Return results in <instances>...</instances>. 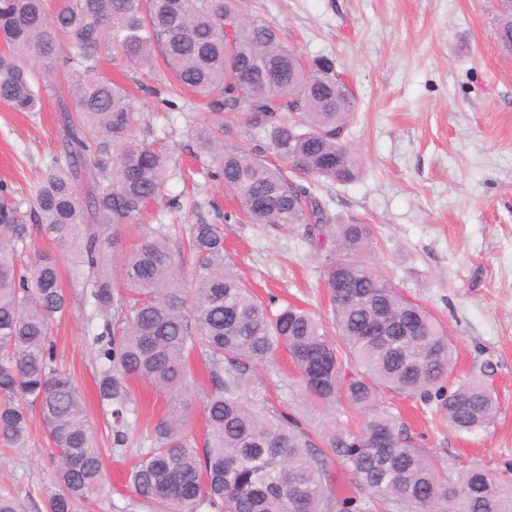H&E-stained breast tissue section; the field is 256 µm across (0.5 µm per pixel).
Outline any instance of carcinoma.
<instances>
[{"label": "carcinoma", "instance_id": "obj_1", "mask_svg": "<svg viewBox=\"0 0 512 512\" xmlns=\"http://www.w3.org/2000/svg\"><path fill=\"white\" fill-rule=\"evenodd\" d=\"M494 36L503 51L512 47V6L503 5ZM0 44V104L15 112L40 111L37 74H54L61 56L75 71L70 104H61V145L33 187L30 209L21 210L0 183V440L25 447L38 414L52 444L48 512H79L104 493L107 478L81 390L59 366L52 339L69 311L59 266L50 257L24 260L30 223L75 249L112 444L128 445L140 429L131 383L168 397L146 432L151 446L128 476L154 512H353L356 498L336 493L331 459L368 491L377 512H512L511 485L478 466L448 477L377 401L381 387L434 397L448 425L466 434L487 430L497 413L481 380L445 390L456 347L443 325L357 259L369 246V225L333 223L307 185L311 178L348 183L363 171L358 151L338 138L356 102L332 60L303 61L249 14L246 0H0ZM108 47L135 66L161 58L174 86L203 102L195 136L214 167L209 176L234 195L239 215L335 238L324 284L336 337L299 306L272 311L230 270L217 224L184 229L198 266L191 305L178 277L184 252L161 227L138 234L115 279L105 244H117L181 171L164 144L139 139L149 120L99 70ZM243 107L266 133L268 150L224 141L223 114ZM280 347L307 397L364 414V427L334 424L316 437L298 418L248 402L255 372ZM195 352L213 386L201 447L186 432L184 403L195 384Z\"/></svg>", "mask_w": 512, "mask_h": 512}]
</instances>
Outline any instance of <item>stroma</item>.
<instances>
[{
    "label": "stroma",
    "mask_w": 512,
    "mask_h": 512,
    "mask_svg": "<svg viewBox=\"0 0 512 512\" xmlns=\"http://www.w3.org/2000/svg\"><path fill=\"white\" fill-rule=\"evenodd\" d=\"M248 7L304 60L332 58L352 87L357 117L347 140L364 172L350 183L324 184L320 193L335 221L370 226L364 261L447 329L457 347L450 384L483 379L498 414L488 431L463 436L441 419L436 401L384 389L381 406L448 473L478 466L512 483V62L493 35L498 0H250ZM101 69L138 95L155 136L175 156L209 164L193 134L195 100L172 90L161 69L135 67L116 52L103 56ZM62 135L53 87L42 89L41 112L0 106V179L22 208ZM167 194L176 207L154 205L147 223L222 225L237 273L272 309L298 303L331 326L324 264L334 240L312 242L302 224L237 223L230 191L199 174L188 184L171 180ZM29 251L50 255L61 268L70 311L55 330L57 352L85 392L105 458L107 492L84 512H151L128 482L140 446L113 447L111 417L96 395L90 307L77 273L50 239L32 235ZM255 384L270 407L312 430L336 415L303 396L285 354L259 369ZM48 446L36 419L26 447L0 444V490L24 501L27 512H46Z\"/></svg>",
    "instance_id": "stroma-1"
}]
</instances>
